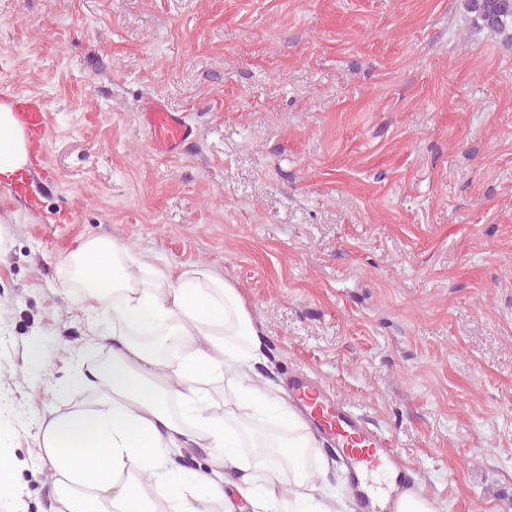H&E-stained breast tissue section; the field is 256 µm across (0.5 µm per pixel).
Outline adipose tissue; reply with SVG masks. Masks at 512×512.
Here are the masks:
<instances>
[{"label":"adipose tissue","mask_w":512,"mask_h":512,"mask_svg":"<svg viewBox=\"0 0 512 512\" xmlns=\"http://www.w3.org/2000/svg\"><path fill=\"white\" fill-rule=\"evenodd\" d=\"M30 159L23 125L0 104V175ZM66 265L79 309L112 324L94 341L105 362L69 380L96 379V403L37 423L53 512H355L308 469L317 439L258 372L265 329L233 283L106 238ZM197 448L196 467L177 465Z\"/></svg>","instance_id":"1"}]
</instances>
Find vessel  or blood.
Returning a JSON list of instances; mask_svg holds the SVG:
<instances>
[{"mask_svg": "<svg viewBox=\"0 0 512 512\" xmlns=\"http://www.w3.org/2000/svg\"><path fill=\"white\" fill-rule=\"evenodd\" d=\"M21 119L27 129L44 134L48 111L42 100H21ZM142 124L157 150L174 153L189 138L182 115L168 111L157 100L142 108ZM288 398L318 432L341 448L350 478V489L360 500L362 512H396L398 495L408 486V474L399 455L387 442L368 430L347 407L322 385L298 374L288 382Z\"/></svg>", "mask_w": 512, "mask_h": 512, "instance_id": "b4317fda", "label": "vessel or blood"}]
</instances>
